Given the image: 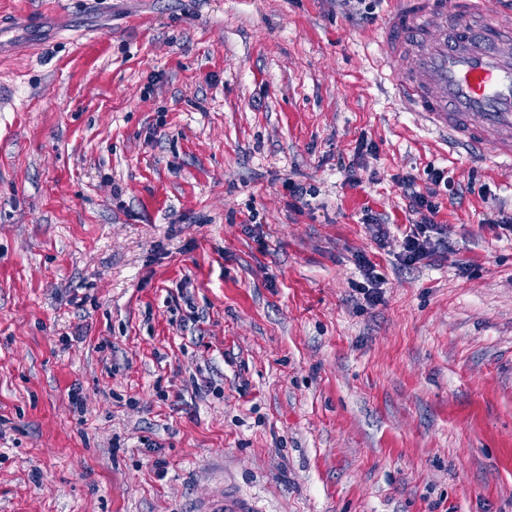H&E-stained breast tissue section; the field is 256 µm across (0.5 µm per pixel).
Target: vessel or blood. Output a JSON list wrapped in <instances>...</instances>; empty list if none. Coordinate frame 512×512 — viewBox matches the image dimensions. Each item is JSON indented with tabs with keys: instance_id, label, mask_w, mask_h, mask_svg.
Returning a JSON list of instances; mask_svg holds the SVG:
<instances>
[{
	"instance_id": "1",
	"label": "vessel or blood",
	"mask_w": 512,
	"mask_h": 512,
	"mask_svg": "<svg viewBox=\"0 0 512 512\" xmlns=\"http://www.w3.org/2000/svg\"><path fill=\"white\" fill-rule=\"evenodd\" d=\"M491 0H396L378 46L392 90L446 134L512 166V29L493 23ZM195 512H260L225 486Z\"/></svg>"
}]
</instances>
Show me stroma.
Instances as JSON below:
<instances>
[{"label":"stroma","instance_id":"stroma-1","mask_svg":"<svg viewBox=\"0 0 512 512\" xmlns=\"http://www.w3.org/2000/svg\"><path fill=\"white\" fill-rule=\"evenodd\" d=\"M0 30V512H192L219 469L265 512H512V172L390 90L377 25L0 0ZM431 167L448 246L403 267ZM357 265L363 276V282L357 283L360 294L371 303H376L380 298V277L376 272L375 265L364 255L357 257Z\"/></svg>","mask_w":512,"mask_h":512}]
</instances>
